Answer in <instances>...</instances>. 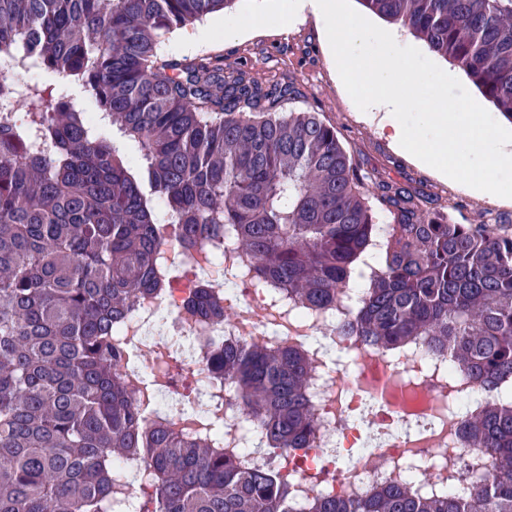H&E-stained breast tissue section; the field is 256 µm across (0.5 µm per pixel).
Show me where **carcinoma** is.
Listing matches in <instances>:
<instances>
[{
  "mask_svg": "<svg viewBox=\"0 0 512 512\" xmlns=\"http://www.w3.org/2000/svg\"><path fill=\"white\" fill-rule=\"evenodd\" d=\"M239 2L0 0V51L22 41L49 75L0 123V512H114L123 461L154 471L153 512H290L288 483L212 438L224 410L148 431L117 369L136 337L112 341V322L179 276H154L161 245L227 235L288 303L323 310L358 289L342 333L380 354L418 343L461 374L444 410L481 454L466 494L402 483L310 497L308 512H512V217L460 224L421 188L363 170L318 113L282 111L293 85L159 53ZM357 2L459 66L512 123V0ZM223 302L211 291L190 312L223 319ZM203 367L271 456L310 446L302 346L210 343ZM428 370L395 376L420 385ZM467 385L485 401L457 421Z\"/></svg>",
  "mask_w": 512,
  "mask_h": 512,
  "instance_id": "obj_1",
  "label": "carcinoma"
}]
</instances>
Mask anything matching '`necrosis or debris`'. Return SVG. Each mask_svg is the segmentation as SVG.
I'll return each instance as SVG.
<instances>
[{"label": "necrosis or debris", "instance_id": "1", "mask_svg": "<svg viewBox=\"0 0 512 512\" xmlns=\"http://www.w3.org/2000/svg\"><path fill=\"white\" fill-rule=\"evenodd\" d=\"M163 264L189 268L186 279L163 289L158 298L143 302L124 321V327L139 342L126 353L121 371L146 387L154 378L157 356L168 352L183 361H198L207 341L236 343L254 340L270 345H289L300 340L312 352L318 369L312 394L319 426L310 447L289 456L280 464L262 449L246 444L245 426L233 432L239 457L254 467L272 468L287 477L297 498L352 497L365 495L393 481L421 488L419 475L430 471L441 489H459L477 473V457L467 450L460 435L434 425L430 414L448 393V359H432L434 374L428 386L411 391L397 387L393 371L384 359L361 352L340 331L345 307L306 312L303 320L281 323L271 314L279 297L272 289H260L239 282L224 285V262L201 258L177 244L163 248ZM223 292L225 302L234 305L238 317L233 326L205 320L195 321L188 313V302L199 287ZM375 391L370 423L390 429L381 448H366L367 424L358 418L363 408L361 390ZM194 398L183 389L168 387L153 396L143 414L146 426L186 414H202L215 403L218 392L207 375H196Z\"/></svg>", "mask_w": 512, "mask_h": 512}]
</instances>
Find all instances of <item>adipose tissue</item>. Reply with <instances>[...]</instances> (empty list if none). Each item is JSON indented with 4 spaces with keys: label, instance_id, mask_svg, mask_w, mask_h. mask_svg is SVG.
Returning a JSON list of instances; mask_svg holds the SVG:
<instances>
[{
    "label": "adipose tissue",
    "instance_id": "1",
    "mask_svg": "<svg viewBox=\"0 0 512 512\" xmlns=\"http://www.w3.org/2000/svg\"><path fill=\"white\" fill-rule=\"evenodd\" d=\"M320 27L328 63L341 84L358 89L368 117L379 120L391 143L436 176L480 197L494 185L512 183V136L488 112L460 111L455 99L438 94L433 109L410 110L416 85L435 79L453 83L451 73L433 66L400 32L377 34L362 21L342 29L344 0H289L281 27L303 13Z\"/></svg>",
    "mask_w": 512,
    "mask_h": 512
}]
</instances>
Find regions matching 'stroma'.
<instances>
[{"mask_svg":"<svg viewBox=\"0 0 512 512\" xmlns=\"http://www.w3.org/2000/svg\"><path fill=\"white\" fill-rule=\"evenodd\" d=\"M257 25L246 40L218 38L202 47V54L222 57L228 67L246 64L251 76L265 84L294 83L299 90L294 109L320 113L335 125L362 168L386 178L411 181L441 201L453 202L451 214L456 221L488 224L494 218L512 215V199H503L493 188L482 197L463 193L438 179L429 168L411 162L376 126L363 121L352 96L327 64L313 19L295 21L285 30L271 19Z\"/></svg>","mask_w":512,"mask_h":512,"instance_id":"35a3bbf8","label":"stroma"}]
</instances>
